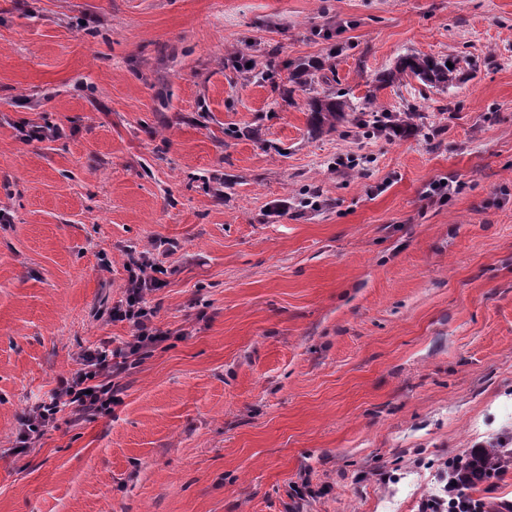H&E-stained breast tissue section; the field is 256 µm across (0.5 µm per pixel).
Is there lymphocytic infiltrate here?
<instances>
[{
    "label": "lymphocytic infiltrate",
    "mask_w": 512,
    "mask_h": 512,
    "mask_svg": "<svg viewBox=\"0 0 512 512\" xmlns=\"http://www.w3.org/2000/svg\"><path fill=\"white\" fill-rule=\"evenodd\" d=\"M127 270L123 297L113 305L111 314L113 320L129 324V338L123 347L112 349L104 344L82 354L79 369L61 381L49 400L36 403L23 418L17 437L19 451L35 447L63 408L82 413L111 412L120 402L114 376L126 368L129 358L146 356L159 343L161 335L152 325L155 312L147 301L148 293L160 285L158 268L141 252L129 258Z\"/></svg>",
    "instance_id": "f902f5d3"
}]
</instances>
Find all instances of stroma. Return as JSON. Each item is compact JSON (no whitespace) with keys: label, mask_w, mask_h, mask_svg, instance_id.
<instances>
[{"label":"stroma","mask_w":512,"mask_h":512,"mask_svg":"<svg viewBox=\"0 0 512 512\" xmlns=\"http://www.w3.org/2000/svg\"><path fill=\"white\" fill-rule=\"evenodd\" d=\"M309 61L415 131L313 132ZM0 209V512H420L512 448V0H0ZM132 249L164 341L15 452ZM447 62H451L453 68H448ZM404 76H413L425 82L449 87L457 80V67L455 62L448 58L407 55L399 59L395 71L390 74V79ZM477 448L451 468L449 478L462 489L483 490L491 487L501 476L512 470V448Z\"/></svg>","instance_id":"35a3bbf8"}]
</instances>
